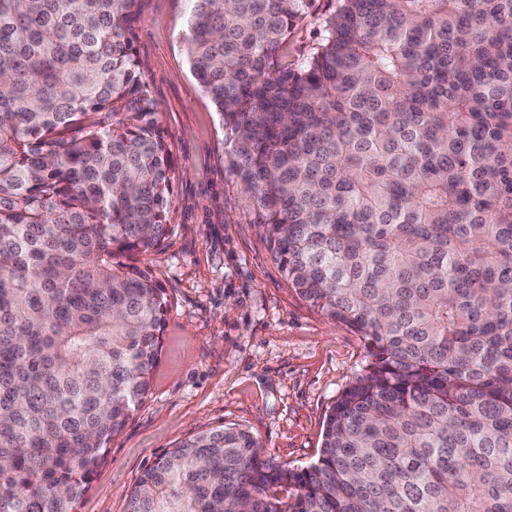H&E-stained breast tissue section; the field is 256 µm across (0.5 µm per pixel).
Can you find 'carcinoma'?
Listing matches in <instances>:
<instances>
[{"label":"carcinoma","instance_id":"obj_1","mask_svg":"<svg viewBox=\"0 0 512 512\" xmlns=\"http://www.w3.org/2000/svg\"><path fill=\"white\" fill-rule=\"evenodd\" d=\"M190 69L288 285L363 339L317 460L222 427L126 512H512V0H189ZM137 0H0V512H74L147 396L172 150ZM336 5L337 0H316L306 17L289 33L286 43L279 51V62L290 65L305 58L320 39L324 18L335 10Z\"/></svg>","mask_w":512,"mask_h":512}]
</instances>
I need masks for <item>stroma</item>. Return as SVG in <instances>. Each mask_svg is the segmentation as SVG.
Listing matches in <instances>:
<instances>
[{
  "mask_svg": "<svg viewBox=\"0 0 512 512\" xmlns=\"http://www.w3.org/2000/svg\"><path fill=\"white\" fill-rule=\"evenodd\" d=\"M337 0H315L279 52L291 64L320 39ZM188 0H138L136 48L173 151L169 234L127 256L168 299L146 398L93 469L75 512H126L157 455L224 426L249 430L276 466L318 456L330 407L366 365L363 339L290 288L229 165L227 132L181 40Z\"/></svg>",
  "mask_w": 512,
  "mask_h": 512,
  "instance_id": "obj_1",
  "label": "stroma"
}]
</instances>
